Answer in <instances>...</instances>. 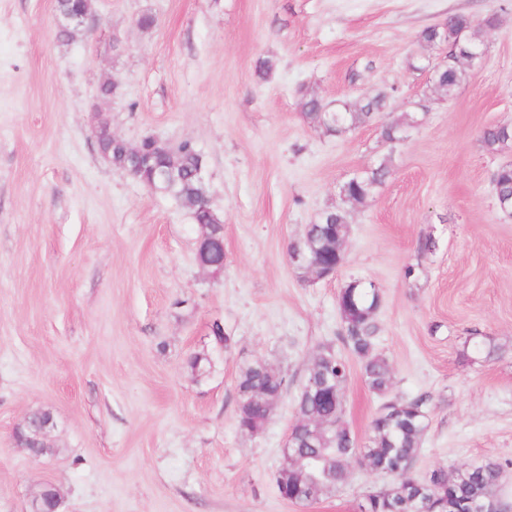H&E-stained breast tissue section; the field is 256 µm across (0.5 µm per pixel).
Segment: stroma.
<instances>
[{"label": "stroma", "mask_w": 512, "mask_h": 512, "mask_svg": "<svg viewBox=\"0 0 512 512\" xmlns=\"http://www.w3.org/2000/svg\"><path fill=\"white\" fill-rule=\"evenodd\" d=\"M92 3L94 29L64 42L55 0H0V512H29L47 485L59 512H358L392 476L354 464L307 504L275 483L307 364L325 346L345 353L338 295L356 279L382 289L376 350L394 380L372 393L345 354L351 433L367 445L384 401L429 396L411 478L499 461L512 500V214L492 186L512 141L493 153L480 141L512 125V0ZM489 13L484 61L440 97L443 50L423 31ZM109 80L118 92L101 97ZM380 90L386 112L339 135L302 114L305 93L338 105ZM410 112L418 126L386 143L382 123ZM100 119L131 146L202 149L221 277L199 268L188 212L103 160ZM385 157L390 177L347 204L342 185ZM329 209L347 213L345 262L301 281L288 244ZM216 321L230 352L213 348ZM476 337L491 359L476 360ZM202 351L215 368L198 381L186 359ZM255 359L288 391L247 437L236 378ZM39 409L55 428L36 461L13 435Z\"/></svg>", "instance_id": "1"}]
</instances>
